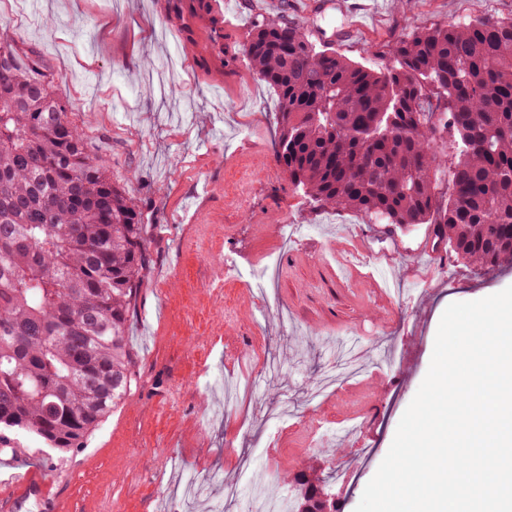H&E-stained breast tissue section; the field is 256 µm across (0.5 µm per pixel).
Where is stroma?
Returning <instances> with one entry per match:
<instances>
[{
	"label": "stroma",
	"instance_id": "1",
	"mask_svg": "<svg viewBox=\"0 0 512 512\" xmlns=\"http://www.w3.org/2000/svg\"><path fill=\"white\" fill-rule=\"evenodd\" d=\"M219 4L217 58L202 50L205 23L184 28L169 0H0V36L40 52L55 97L111 161L150 238L128 328L136 387L79 451L0 452V512H244L225 485L247 478L292 495L287 472L324 477L338 512H354L446 307L512 285L511 267L472 271L426 225L311 203L276 161V96L242 54L257 21L283 18L377 69L410 30L512 17V0H379L365 37L342 33V11L307 13L297 0ZM284 224L298 228L289 245ZM229 252L245 266L278 256L265 291L224 279ZM351 347L363 374L310 399L332 355ZM271 355L280 372L261 375ZM350 420L353 437L319 443L323 425ZM192 479L201 499L182 496Z\"/></svg>",
	"mask_w": 512,
	"mask_h": 512
}]
</instances>
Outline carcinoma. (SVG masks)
Segmentation results:
<instances>
[{"label":"carcinoma","mask_w":512,"mask_h":512,"mask_svg":"<svg viewBox=\"0 0 512 512\" xmlns=\"http://www.w3.org/2000/svg\"><path fill=\"white\" fill-rule=\"evenodd\" d=\"M215 0H172L207 21L224 55ZM279 102L277 162L321 206L382 224L432 225L455 257L512 265V18L417 28L374 70L317 48L285 19L243 45ZM40 54L0 39V450L20 437L68 453L130 392L126 332L149 260L148 225L51 91ZM455 159L440 163L439 115ZM319 478L303 477L292 512Z\"/></svg>","instance_id":"carcinoma-1"}]
</instances>
